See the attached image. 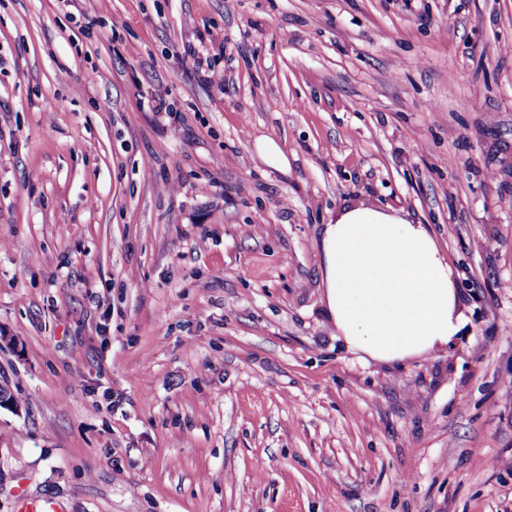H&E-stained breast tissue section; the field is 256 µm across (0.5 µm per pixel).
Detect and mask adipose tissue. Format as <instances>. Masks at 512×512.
<instances>
[{
    "mask_svg": "<svg viewBox=\"0 0 512 512\" xmlns=\"http://www.w3.org/2000/svg\"><path fill=\"white\" fill-rule=\"evenodd\" d=\"M324 302L350 349L383 363L446 347L463 326L448 263L428 229L355 203L325 224Z\"/></svg>",
    "mask_w": 512,
    "mask_h": 512,
    "instance_id": "adipose-tissue-1",
    "label": "adipose tissue"
}]
</instances>
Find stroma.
<instances>
[{
    "label": "stroma",
    "instance_id": "1",
    "mask_svg": "<svg viewBox=\"0 0 512 512\" xmlns=\"http://www.w3.org/2000/svg\"><path fill=\"white\" fill-rule=\"evenodd\" d=\"M357 202L429 226L447 350L337 336ZM0 380V512H512V0H0ZM204 41H200V47L196 48L188 46L184 50V59L190 58L192 64L198 74H202V78L209 82L223 83L224 76L216 73L210 65L209 57L206 56L207 50L204 49ZM256 147L266 162L274 168L288 167V157L280 145L270 138L257 140Z\"/></svg>",
    "mask_w": 512,
    "mask_h": 512
}]
</instances>
